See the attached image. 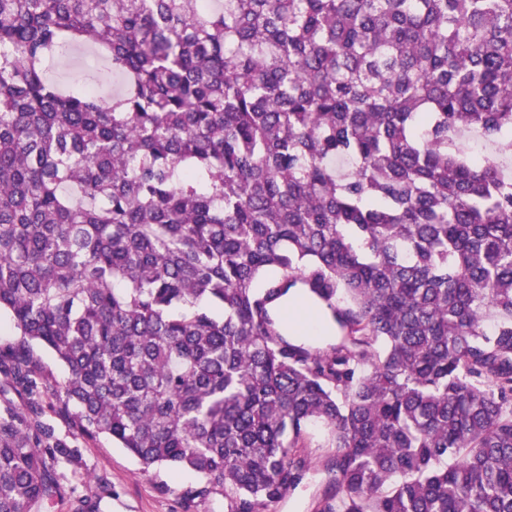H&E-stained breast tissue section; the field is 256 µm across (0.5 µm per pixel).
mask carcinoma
<instances>
[{"mask_svg": "<svg viewBox=\"0 0 512 512\" xmlns=\"http://www.w3.org/2000/svg\"><path fill=\"white\" fill-rule=\"evenodd\" d=\"M82 42L107 99L45 77ZM510 148L512 0H0V315L189 506L269 512L319 425L313 512H512ZM35 413L0 414V512L74 454ZM294 336H324L328 340L332 332L325 322L319 323L317 315L310 312L305 298L296 292L293 303L289 304V328Z\"/></svg>", "mask_w": 512, "mask_h": 512, "instance_id": "obj_1", "label": "carcinoma"}]
</instances>
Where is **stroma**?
<instances>
[{
    "instance_id": "35a3bbf8",
    "label": "stroma",
    "mask_w": 512,
    "mask_h": 512,
    "mask_svg": "<svg viewBox=\"0 0 512 512\" xmlns=\"http://www.w3.org/2000/svg\"><path fill=\"white\" fill-rule=\"evenodd\" d=\"M103 64L91 47H77L67 57L52 61L48 76L60 88L71 89L78 87L86 70ZM32 357L44 386L38 419L52 427L55 438L75 450L71 458L49 461L50 474L62 494L42 505L39 512H82L86 505L96 506L97 512H224L220 496L186 507L183 493L199 483L197 473L165 468L146 471L110 439L79 435L75 409L65 405L62 393L69 378L67 368L39 347Z\"/></svg>"
}]
</instances>
